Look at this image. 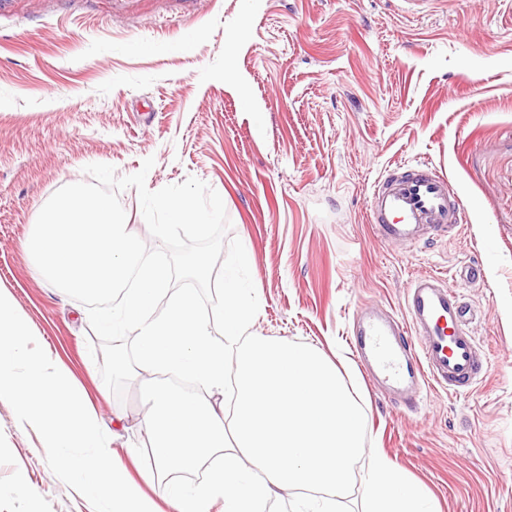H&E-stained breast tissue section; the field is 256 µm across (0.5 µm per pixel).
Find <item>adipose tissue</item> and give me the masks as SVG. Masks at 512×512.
Listing matches in <instances>:
<instances>
[{"mask_svg": "<svg viewBox=\"0 0 512 512\" xmlns=\"http://www.w3.org/2000/svg\"><path fill=\"white\" fill-rule=\"evenodd\" d=\"M167 219L203 238L208 214L191 197L157 202ZM37 273L63 291L88 299L120 298L99 325L136 338V364L144 376V429L151 440L154 479L171 483L172 512H209L212 498L224 512H261L282 491H312L293 512H335L353 479H360L367 512H432L423 488L385 455L366 450L361 407L335 362L319 351L275 341L252 330L254 294L241 276L249 250L216 267L196 254L190 274L207 284L222 280L218 312L226 345H215L209 319L199 314L194 290L171 292V269L144 255L139 240L119 220L108 197L73 189L43 211L25 243ZM164 311H157L159 301ZM170 372L210 389L201 396L159 380ZM224 459L208 484H172L175 473L213 456ZM369 462L362 473L353 465Z\"/></svg>", "mask_w": 512, "mask_h": 512, "instance_id": "obj_1", "label": "adipose tissue"}]
</instances>
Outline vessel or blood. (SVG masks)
Instances as JSON below:
<instances>
[{
  "mask_svg": "<svg viewBox=\"0 0 512 512\" xmlns=\"http://www.w3.org/2000/svg\"><path fill=\"white\" fill-rule=\"evenodd\" d=\"M368 216L382 241L405 245L468 221L450 180L424 162L379 179L368 198ZM472 319L471 305L447 278L423 275L410 282L402 313L378 308L355 320L353 346L368 381L408 400H417L430 381L465 392L485 367Z\"/></svg>",
  "mask_w": 512,
  "mask_h": 512,
  "instance_id": "1",
  "label": "vessel or blood"
}]
</instances>
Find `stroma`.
<instances>
[{"instance_id": "1", "label": "stroma", "mask_w": 512, "mask_h": 512, "mask_svg": "<svg viewBox=\"0 0 512 512\" xmlns=\"http://www.w3.org/2000/svg\"><path fill=\"white\" fill-rule=\"evenodd\" d=\"M243 0H0V289L109 431V453L145 481L136 340L94 320L100 305L38 278L24 243L40 210L80 187L109 196L144 254L162 252L172 291L195 288L225 342L220 280L187 259L253 254V329L347 357L365 445L431 494L434 512H512V0H259L249 43L228 55ZM194 41H187V34ZM247 81L246 96L224 83ZM485 87L472 107L474 83ZM251 99L262 121L250 120ZM428 160L470 221L414 248L380 240L374 182ZM222 200L207 237L164 223L154 200ZM483 281L461 277L469 265ZM452 277L487 352L469 392L431 390L406 409L373 392L348 330L358 306L402 310L417 274ZM0 512H93L57 478L34 428L0 400ZM215 272V262L211 254H196L190 261V275L198 282L210 283Z\"/></svg>"}]
</instances>
